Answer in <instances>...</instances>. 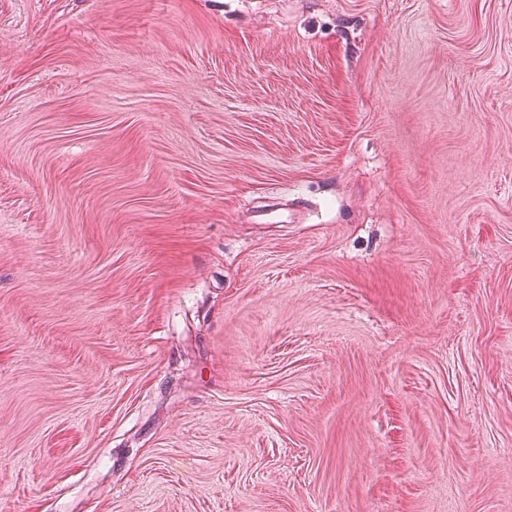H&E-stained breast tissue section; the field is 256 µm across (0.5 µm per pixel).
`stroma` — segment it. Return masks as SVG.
Returning <instances> with one entry per match:
<instances>
[{"label": "stroma", "mask_w": 512, "mask_h": 512, "mask_svg": "<svg viewBox=\"0 0 512 512\" xmlns=\"http://www.w3.org/2000/svg\"><path fill=\"white\" fill-rule=\"evenodd\" d=\"M0 512H512V0H0Z\"/></svg>", "instance_id": "obj_1"}]
</instances>
